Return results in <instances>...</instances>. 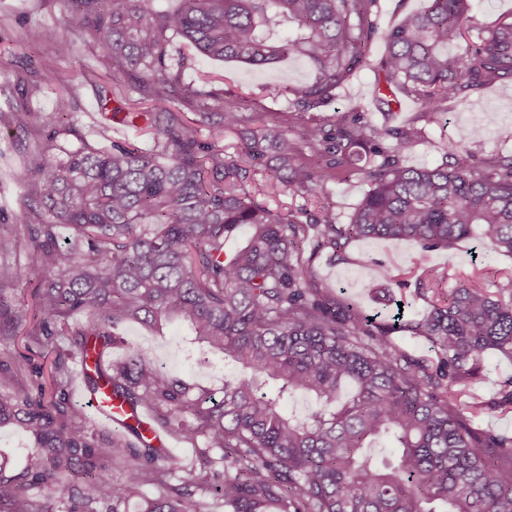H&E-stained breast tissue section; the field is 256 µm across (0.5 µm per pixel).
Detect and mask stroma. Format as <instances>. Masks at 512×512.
I'll list each match as a JSON object with an SVG mask.
<instances>
[{
    "label": "stroma",
    "mask_w": 512,
    "mask_h": 512,
    "mask_svg": "<svg viewBox=\"0 0 512 512\" xmlns=\"http://www.w3.org/2000/svg\"><path fill=\"white\" fill-rule=\"evenodd\" d=\"M54 29L59 38L71 43L74 53L61 57L51 44L40 40L43 29ZM168 51L184 60L180 72L183 89L168 100L170 108L194 117L203 104L202 92L227 98L242 97L247 107L242 127L260 129L281 125L292 139H300L309 123L334 119L336 113L362 112L373 123L400 126L414 122L421 129L423 143L410 146L404 153L407 165L433 166L445 162L449 143H457L469 154L476 172H484L500 157L512 155V82L500 81L450 100L446 109L436 112L422 106L413 96L398 94L393 107L378 102L373 94L379 63L386 52L382 40H374L366 65L336 91L328 105L300 111L288 104L287 95L273 96L271 88L306 85L312 82L311 68L299 60H286L270 68L256 69L233 61H219L200 55L179 41H172ZM102 54L87 30L78 28L67 0H0V61L11 69L33 75L27 89L0 79V220L21 221L23 200L32 188L20 183L12 173L38 154L46 135L59 121L73 123L76 131L59 135L53 154H66L86 145L100 150L111 149L113 142L131 143L150 148L151 142L136 128L121 127L111 118L115 81L105 79ZM58 78L79 83L78 95L67 108H60L54 91L43 84L45 71ZM31 109L36 120L26 123L14 118L13 105ZM418 257L416 246L406 242L363 240L348 244L336 256L318 259L315 270L326 288L337 296L355 302L367 315L391 312L392 301L404 305L406 317L424 313L427 304L414 294L413 283ZM428 263L448 268L449 282L462 279L472 270L482 271L487 284H496L500 272L512 268V257L475 249L473 241L458 243L452 251L437 250L427 256ZM386 288L390 298L381 300L368 289L369 282ZM32 283L0 281V353L23 350L27 336L42 318L34 309ZM126 347L112 351L122 358L127 347H145L156 364L172 375L192 379L209 388L214 399L224 395V369L211 368L189 360L191 333L180 325H169L164 335H155L138 323L124 327ZM512 378V360L497 353H485L478 378L461 399L495 402L505 381Z\"/></svg>",
    "instance_id": "obj_1"
}]
</instances>
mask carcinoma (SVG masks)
Returning <instances> with one entry per match:
<instances>
[{"label": "carcinoma", "mask_w": 512, "mask_h": 512, "mask_svg": "<svg viewBox=\"0 0 512 512\" xmlns=\"http://www.w3.org/2000/svg\"><path fill=\"white\" fill-rule=\"evenodd\" d=\"M68 2L105 52V68L118 63L143 99L165 101L179 87L166 62L173 38L254 68L305 61L312 83L273 89L303 110L326 105L377 37L386 45L383 81L427 108L512 80V21L470 41L469 0H429L382 32L370 21L379 0H180L162 11L149 0ZM46 83L62 107L78 90ZM218 105L224 128H237L241 102ZM118 116L142 120L152 149L114 142L58 160L49 143L25 162L34 196L23 206L37 221L0 222L1 252L21 241L32 249L31 264L4 272L36 281L44 318L25 349L55 352L47 377L29 356L0 357V429L30 440L19 473L0 463V512H129L142 486L182 471L139 422L118 434L90 429L69 395L75 352L92 360L91 394L105 387L131 411L148 409L156 427L197 450L200 471L168 493L139 496L134 512H512V437L473 427L489 408L512 412V380L491 405L458 402L485 352L512 359V272L493 289L473 274L445 292V269L425 264L427 253L465 239L512 256V155L477 173L452 144L453 163L410 167L401 151L422 140L420 131L353 112L307 125L300 145L278 128L244 135L230 156L197 138L210 112L189 121L166 107H117ZM304 147L320 167L304 161ZM338 167L369 185L344 224L324 190ZM252 172L324 202L314 212L274 209L246 191ZM242 227L246 244L226 254ZM365 239L420 248L416 293L430 303L421 319L376 322L314 274L321 252ZM77 312L85 322L73 321ZM163 317L193 330L199 363L220 354L235 372L221 401L152 365L144 350L112 360L122 326ZM398 329L430 342L437 361L401 349ZM24 372L36 390L18 382ZM269 382L275 388L262 390ZM294 390L318 407L286 412L281 401ZM379 446L393 459L378 462ZM110 464L120 479L103 475ZM199 487L212 502L195 498Z\"/></svg>", "instance_id": "1"}]
</instances>
